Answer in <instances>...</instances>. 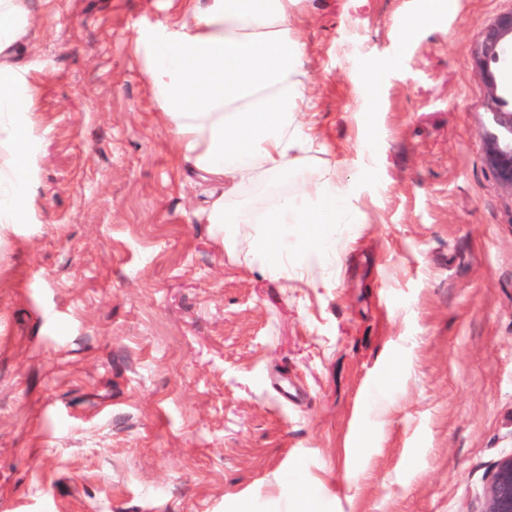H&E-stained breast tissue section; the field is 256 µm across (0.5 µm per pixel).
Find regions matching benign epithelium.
Here are the masks:
<instances>
[{"label": "benign epithelium", "mask_w": 512, "mask_h": 512, "mask_svg": "<svg viewBox=\"0 0 512 512\" xmlns=\"http://www.w3.org/2000/svg\"><path fill=\"white\" fill-rule=\"evenodd\" d=\"M487 88L492 130L483 133L486 163L512 189V10L487 24L473 52ZM482 512H512V455L497 464L485 489Z\"/></svg>", "instance_id": "obj_1"}]
</instances>
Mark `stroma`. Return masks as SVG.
Listing matches in <instances>:
<instances>
[{
	"label": "stroma",
	"instance_id": "1",
	"mask_svg": "<svg viewBox=\"0 0 512 512\" xmlns=\"http://www.w3.org/2000/svg\"><path fill=\"white\" fill-rule=\"evenodd\" d=\"M446 2L298 0L303 121L357 220L289 225L281 277L197 218L153 97L137 38L181 0H34L0 512H480L512 455V190L473 51L512 0Z\"/></svg>",
	"mask_w": 512,
	"mask_h": 512
}]
</instances>
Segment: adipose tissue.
Masks as SVG:
<instances>
[{
    "instance_id": "obj_1",
    "label": "adipose tissue",
    "mask_w": 512,
    "mask_h": 512,
    "mask_svg": "<svg viewBox=\"0 0 512 512\" xmlns=\"http://www.w3.org/2000/svg\"><path fill=\"white\" fill-rule=\"evenodd\" d=\"M295 2L193 0L176 28L139 40L183 158L210 184L202 216L217 227L264 224L256 255L277 273L286 270L284 226L332 224L349 211L344 187L317 165L315 140L298 119L314 102L292 26ZM29 16V0H0V231L31 208ZM290 175L302 183L301 194L245 192L256 177L275 182Z\"/></svg>"
}]
</instances>
